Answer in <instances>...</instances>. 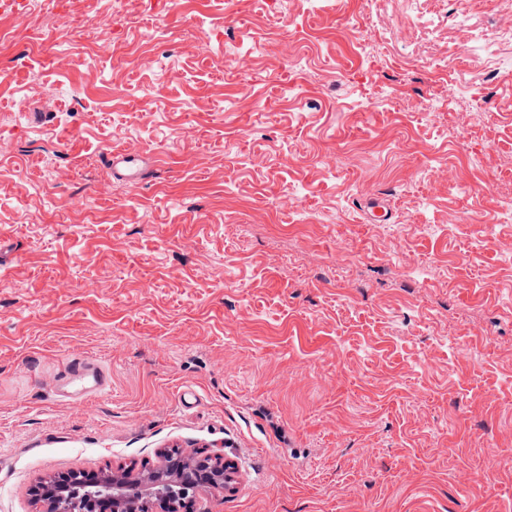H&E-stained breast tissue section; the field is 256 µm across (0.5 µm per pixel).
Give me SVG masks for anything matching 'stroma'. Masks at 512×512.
<instances>
[{
    "label": "stroma",
    "instance_id": "stroma-1",
    "mask_svg": "<svg viewBox=\"0 0 512 512\" xmlns=\"http://www.w3.org/2000/svg\"><path fill=\"white\" fill-rule=\"evenodd\" d=\"M511 23L0 0V512L169 448L232 468L191 512H512ZM112 149L155 162L130 182ZM74 357L103 393L61 382Z\"/></svg>",
    "mask_w": 512,
    "mask_h": 512
}]
</instances>
